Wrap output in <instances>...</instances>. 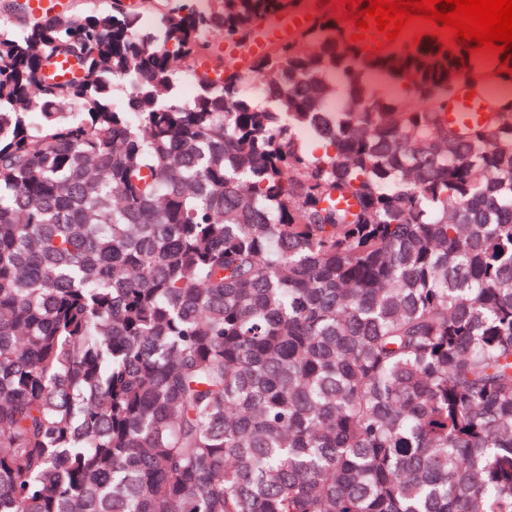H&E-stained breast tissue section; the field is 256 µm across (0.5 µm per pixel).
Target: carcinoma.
<instances>
[{
    "label": "carcinoma",
    "mask_w": 512,
    "mask_h": 512,
    "mask_svg": "<svg viewBox=\"0 0 512 512\" xmlns=\"http://www.w3.org/2000/svg\"><path fill=\"white\" fill-rule=\"evenodd\" d=\"M146 2L0 24V512H512V99L320 15L261 100L208 33L294 0ZM367 81L378 92L390 98H408L414 94L408 80L397 81L385 72H372L367 75ZM470 94H474V97L468 100ZM453 99L448 111L442 115L448 125L471 127L475 124H484L488 120L491 98L484 90L472 88L469 82L463 79Z\"/></svg>",
    "instance_id": "carcinoma-1"
}]
</instances>
